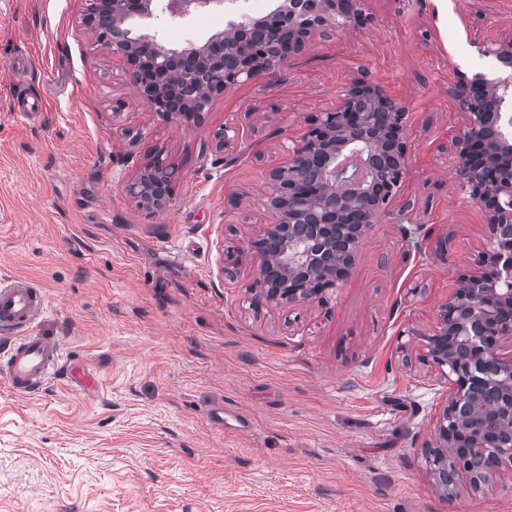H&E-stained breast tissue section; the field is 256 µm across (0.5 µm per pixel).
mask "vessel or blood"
Masks as SVG:
<instances>
[{"mask_svg": "<svg viewBox=\"0 0 512 512\" xmlns=\"http://www.w3.org/2000/svg\"><path fill=\"white\" fill-rule=\"evenodd\" d=\"M43 291L24 278L0 281V381L16 395L41 390L55 375L63 360L59 341L34 331L46 313Z\"/></svg>", "mask_w": 512, "mask_h": 512, "instance_id": "vessel-or-blood-1", "label": "vessel or blood"}]
</instances>
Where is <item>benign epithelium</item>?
Returning <instances> with one entry per match:
<instances>
[{"label": "benign epithelium", "mask_w": 512, "mask_h": 512, "mask_svg": "<svg viewBox=\"0 0 512 512\" xmlns=\"http://www.w3.org/2000/svg\"><path fill=\"white\" fill-rule=\"evenodd\" d=\"M237 0H97L112 16V32L86 26L103 48L121 56L151 109L167 120L191 122L213 96L258 72L283 64L318 32L362 19L360 0H279L286 21L246 14L230 20L203 45L170 46L129 24L160 12L184 21L205 11L232 12ZM482 53L500 64L495 77L459 72L455 95L468 115L458 141L456 180L485 211L487 269L460 278L440 309V326L427 338L422 360L438 368L455 391L437 420L435 449L444 457H475L461 469L473 486L512 469V355L500 352L512 337V40L491 41ZM406 105L361 79L336 108L320 112L293 147L288 163L270 172L276 221L249 243L268 302L321 301L355 265L360 240L383 213L406 172ZM170 166L161 156L145 166L128 193L139 207L166 208Z\"/></svg>", "instance_id": "7a95c632"}]
</instances>
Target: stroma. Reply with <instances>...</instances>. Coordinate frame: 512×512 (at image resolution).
Returning a JSON list of instances; mask_svg holds the SVG:
<instances>
[{
  "label": "stroma",
  "mask_w": 512,
  "mask_h": 512,
  "mask_svg": "<svg viewBox=\"0 0 512 512\" xmlns=\"http://www.w3.org/2000/svg\"><path fill=\"white\" fill-rule=\"evenodd\" d=\"M87 9L0 0V279L40 285L37 331L97 376L30 397L0 384V512H512V476L435 487L425 449L451 387L421 359L488 249L456 188L454 83L512 38V0H362L364 23L314 36L190 124L151 110ZM149 25L183 46L224 15ZM362 77L408 108L405 176L340 288L261 301L248 242L274 221L269 173ZM33 100L41 112H19ZM158 154L176 174L154 215L126 187Z\"/></svg>",
  "instance_id": "obj_1"
}]
</instances>
